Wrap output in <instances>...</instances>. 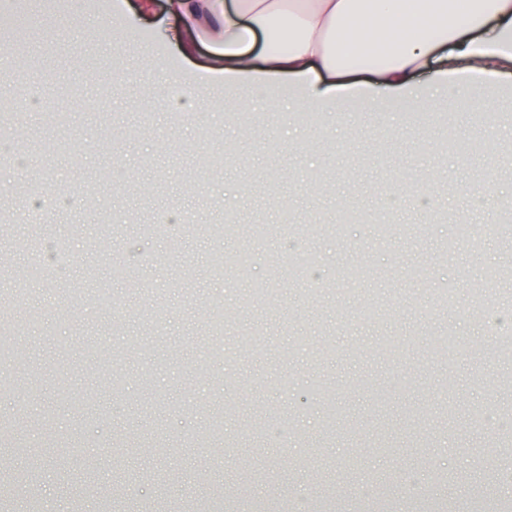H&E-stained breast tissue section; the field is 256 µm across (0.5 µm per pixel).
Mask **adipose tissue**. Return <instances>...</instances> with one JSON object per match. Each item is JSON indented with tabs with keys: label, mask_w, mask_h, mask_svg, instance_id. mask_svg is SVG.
<instances>
[{
	"label": "adipose tissue",
	"mask_w": 512,
	"mask_h": 512,
	"mask_svg": "<svg viewBox=\"0 0 512 512\" xmlns=\"http://www.w3.org/2000/svg\"><path fill=\"white\" fill-rule=\"evenodd\" d=\"M167 0L169 33L181 55L203 41L224 54L218 77L227 89L248 85L269 95L298 84L299 113L341 111L354 92L365 112L430 113L440 96L448 112L504 110L497 98L476 100L512 69V0ZM377 57L374 82L350 90L341 77L352 60ZM435 76L428 85L417 75Z\"/></svg>",
	"instance_id": "adipose-tissue-1"
}]
</instances>
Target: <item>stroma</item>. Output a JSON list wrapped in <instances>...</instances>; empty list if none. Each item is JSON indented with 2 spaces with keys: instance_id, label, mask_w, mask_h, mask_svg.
Segmentation results:
<instances>
[{
  "instance_id": "obj_1",
  "label": "stroma",
  "mask_w": 512,
  "mask_h": 512,
  "mask_svg": "<svg viewBox=\"0 0 512 512\" xmlns=\"http://www.w3.org/2000/svg\"><path fill=\"white\" fill-rule=\"evenodd\" d=\"M140 3L126 0L119 14L88 0H38L33 9L0 0L26 31L27 62L0 98L14 101L29 134L0 135V210L13 215L0 224V309L45 315L14 335L28 367L0 395V417L27 410L33 424L16 438L29 446L50 430L68 438L64 457L33 463L0 443V476L26 475L0 512H27L32 499L40 512H195L203 490L224 512L255 501L293 512L301 499L327 501L332 512H497L512 500V447H502L495 424L512 409V348L488 335L471 293L480 290L484 306L512 299V226L500 223L498 203L512 196V112L492 129L458 116L453 145L440 126L408 125L398 112H328L303 126L289 95L273 108L244 88L253 120L237 124L223 85L205 79L211 46L183 59L140 21ZM68 20L83 27L77 53L58 31ZM129 28L145 54L115 50ZM160 58L172 85L205 79L183 118L151 85L102 82ZM49 112L64 124H47ZM490 137L499 143L491 155ZM215 154L222 168H204ZM490 165L499 177L480 208L469 192ZM439 168L447 175L433 192L448 222L407 196L385 207L399 172ZM36 192L70 203L36 213ZM174 207L182 225L146 232ZM230 209L236 244L256 252L247 276L228 266L215 277L210 254L226 242ZM380 222L393 226L388 239L373 233ZM459 222L470 226L460 240ZM50 239L68 249L70 266L16 278L38 265ZM301 252L316 256L317 280L296 268ZM116 263L127 279H111ZM356 268L363 279H351ZM439 288L451 304L436 301ZM102 294L115 307H101ZM369 303L378 318L356 323ZM219 309L217 336L198 318ZM448 328L465 358L449 361L431 343ZM385 336L404 351L379 354ZM318 385L331 404L315 399ZM357 448L360 468H345Z\"/></svg>"
}]
</instances>
